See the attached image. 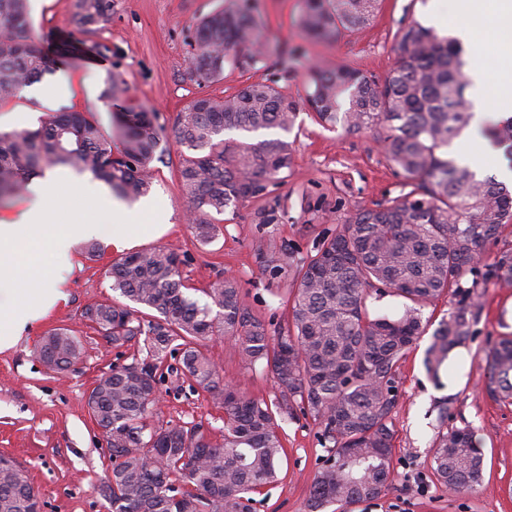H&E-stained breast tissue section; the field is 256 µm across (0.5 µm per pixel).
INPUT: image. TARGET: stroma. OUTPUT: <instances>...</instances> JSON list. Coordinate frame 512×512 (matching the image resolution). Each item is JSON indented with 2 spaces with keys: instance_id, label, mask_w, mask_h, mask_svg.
<instances>
[{
  "instance_id": "35a3bbf8",
  "label": "stroma",
  "mask_w": 512,
  "mask_h": 512,
  "mask_svg": "<svg viewBox=\"0 0 512 512\" xmlns=\"http://www.w3.org/2000/svg\"><path fill=\"white\" fill-rule=\"evenodd\" d=\"M222 0H112V15L92 30L76 23L74 0H31L35 32L59 53V69L43 83L25 88L0 104V131L37 127L43 115L62 108L93 111L104 131L114 115L135 102L153 110L167 140L149 201L170 215L171 229L143 237L138 251L169 246L184 255V277L203 288L232 274L241 282L252 311L269 319L281 312L289 275L270 278L268 264H296L317 245L322 232L358 208L407 192L403 174L390 166L372 133L349 134L342 127L314 121L303 101L311 65L328 62L385 75L396 61L395 35L432 13L455 15L457 0H381L371 25L333 42L309 40L298 25L302 0H255L271 44L294 48L279 63L276 55L241 69L225 65L221 80L205 83L189 67L192 34L199 19ZM124 93L111 103L101 95L107 76ZM246 82L282 87L299 100L295 124L287 134L294 165L269 194L224 213L220 231L200 244L187 221L189 202L177 178L186 148L174 140L177 115L192 100L218 95ZM61 86L51 100L43 84ZM101 256L84 248L63 272L65 303L37 322L13 348L0 351V455L25 466L41 498V512H104L99 485L108 464L106 444L90 418L88 394L96 379L118 365V351L90 327L92 305L118 299L107 271L118 254L104 240ZM473 337L456 348L432 380L423 366L431 342L423 335L400 368V397L394 410L395 481L393 489L351 512H512V404L490 400L482 391L484 352L498 337L512 333V288L487 283L481 288ZM65 327L82 347V360L70 370H48L38 355L47 332ZM208 355L226 380L248 395L269 398L272 381L262 371L245 370L231 343L215 336ZM161 420L197 421L218 430L222 413L211 398L188 386L167 382L161 390ZM448 400V418L438 422L436 404ZM474 429L484 453L483 480L475 491L451 494L427 466L436 438L454 428ZM287 460L278 482L257 494V512H306V503L324 449L312 419L285 422Z\"/></svg>"
}]
</instances>
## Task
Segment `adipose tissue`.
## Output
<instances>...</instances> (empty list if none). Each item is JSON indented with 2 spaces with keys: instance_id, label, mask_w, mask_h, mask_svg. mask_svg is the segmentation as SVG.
<instances>
[{
  "instance_id": "1",
  "label": "adipose tissue",
  "mask_w": 512,
  "mask_h": 512,
  "mask_svg": "<svg viewBox=\"0 0 512 512\" xmlns=\"http://www.w3.org/2000/svg\"><path fill=\"white\" fill-rule=\"evenodd\" d=\"M460 14L452 21L454 36L464 48L486 42L488 20L512 17V0H459ZM30 203L21 220L0 224V351L12 348L25 331L51 309L65 301L66 293L45 284L44 252H51L57 267L70 264L73 248L83 241L111 234L112 246L124 251L146 235L165 232V215L147 206L139 211L124 209L104 195L99 182L69 178L53 170L33 178L27 185ZM74 202L68 222H61L56 204L59 193Z\"/></svg>"
}]
</instances>
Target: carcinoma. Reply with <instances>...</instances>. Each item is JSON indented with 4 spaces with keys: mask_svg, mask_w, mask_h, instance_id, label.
<instances>
[{
    "mask_svg": "<svg viewBox=\"0 0 512 512\" xmlns=\"http://www.w3.org/2000/svg\"><path fill=\"white\" fill-rule=\"evenodd\" d=\"M380 0H303L299 25L316 42L366 28ZM88 28L112 14V0H74ZM265 25L251 0H224L193 36L196 77L215 82L224 65L248 66L265 54ZM396 62L379 80L349 67L310 68L305 98L319 122L348 133L376 130L384 156L411 190L358 209L325 231L292 270L283 318L265 322L249 308L238 280L226 276L200 290L181 277L174 249L134 252L113 263L112 290L130 301L86 311L92 329L123 363L99 380L89 405L112 437V459L100 485L105 512H253L252 494L277 480L286 456L281 422L311 417L325 455L307 512L380 498L395 474L393 409L402 360L424 335L422 309L442 297L452 307L425 350L433 378L472 338L473 300L481 284L512 287V247L487 259L483 246L512 225V190L479 177L448 154L469 127L468 62L458 44L413 20L396 38ZM56 72L37 45L29 0H0V102ZM299 103L274 86L250 83L194 99L178 115L177 143L191 151L179 170L197 239L210 243L218 216L262 197L292 169V144L280 138L231 142L225 132L292 129ZM488 134L512 161V121ZM167 152L153 113L132 105L117 134L92 112H48L34 129L0 132V202L22 192L47 166L88 173L135 202L155 178L151 163ZM208 297L201 304L193 296ZM404 299L395 316L373 315L369 298ZM153 310L149 316L144 310ZM222 336L249 369L267 370L274 398H255L224 381L203 349ZM40 357L53 370L78 363L81 349L67 328L49 332ZM173 377L206 392L224 411L215 438L201 423L159 424L158 385ZM493 400L512 404V336L488 348L482 379ZM481 441L468 428L439 435L430 468L450 493L473 490L482 476ZM0 512H40V492L8 457H0Z\"/></svg>",
    "mask_w": 512,
    "mask_h": 512,
    "instance_id": "carcinoma-1",
    "label": "carcinoma"
}]
</instances>
